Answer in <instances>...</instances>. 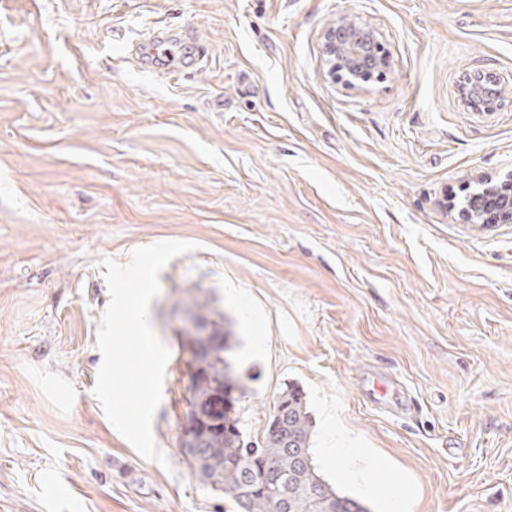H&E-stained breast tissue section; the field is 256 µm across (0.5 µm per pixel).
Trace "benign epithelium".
I'll list each match as a JSON object with an SVG mask.
<instances>
[{"label": "benign epithelium", "mask_w": 512, "mask_h": 512, "mask_svg": "<svg viewBox=\"0 0 512 512\" xmlns=\"http://www.w3.org/2000/svg\"><path fill=\"white\" fill-rule=\"evenodd\" d=\"M322 52L327 65L325 76L332 81L363 88L374 76H382L392 68V58L383 49L378 33L357 17L346 14L330 23L322 34ZM464 105L476 112H486L482 94L499 100L504 89L490 72L466 74L458 85ZM476 185L459 208L469 224H512V173L505 177L478 174Z\"/></svg>", "instance_id": "7a95c632"}]
</instances>
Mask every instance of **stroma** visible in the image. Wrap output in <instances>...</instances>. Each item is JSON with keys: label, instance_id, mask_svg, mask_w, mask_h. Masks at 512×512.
I'll list each match as a JSON object with an SVG mask.
<instances>
[{"label": "stroma", "instance_id": "35a3bbf8", "mask_svg": "<svg viewBox=\"0 0 512 512\" xmlns=\"http://www.w3.org/2000/svg\"><path fill=\"white\" fill-rule=\"evenodd\" d=\"M351 14L393 66L366 88L323 76V29ZM203 62L139 68L154 26ZM504 98L468 109L462 77ZM512 173V0H0V512H234L180 448L191 324H223L261 434L306 395L314 463L371 512H512V224L443 206ZM197 244L159 275L170 350L141 457L93 394L109 293L98 262ZM208 302L194 308L195 298ZM408 408L366 401L368 372ZM406 477L338 480L323 403ZM485 92L491 96L490 98L493 102H497L504 93L499 80L490 72L477 71L468 73L458 85V93L462 102L467 108L476 112L490 111L494 106L484 104L482 94Z\"/></svg>", "mask_w": 512, "mask_h": 512}]
</instances>
